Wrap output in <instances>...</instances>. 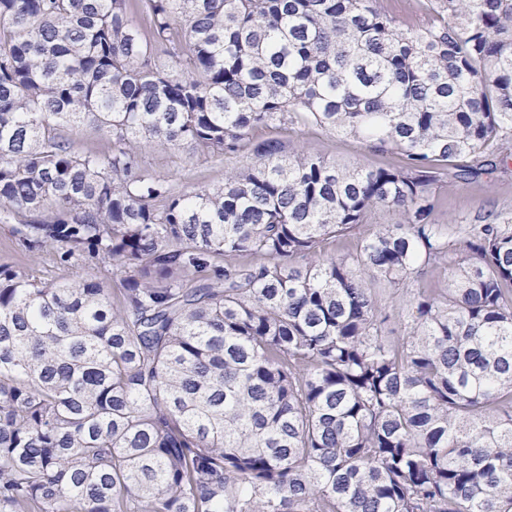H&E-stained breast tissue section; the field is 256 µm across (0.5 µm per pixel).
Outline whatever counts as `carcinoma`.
<instances>
[{
	"label": "carcinoma",
	"mask_w": 512,
	"mask_h": 512,
	"mask_svg": "<svg viewBox=\"0 0 512 512\" xmlns=\"http://www.w3.org/2000/svg\"><path fill=\"white\" fill-rule=\"evenodd\" d=\"M415 12L0 0V221L122 285L0 265V512H512V224L432 221L512 141V0ZM289 125L398 160L254 136ZM185 146L249 162L143 172ZM73 136L76 146L82 150H105L109 146L108 141L90 126L80 128ZM256 136L273 135L300 146L308 155L350 166H379L394 162L395 155L373 154L361 141L329 134L318 127L288 129L259 128ZM144 170L152 176L170 180L176 192L187 194L208 187L222 185L224 172L240 165L239 159L224 162L202 153H193L189 148H149L143 152Z\"/></svg>",
	"instance_id": "obj_1"
}]
</instances>
